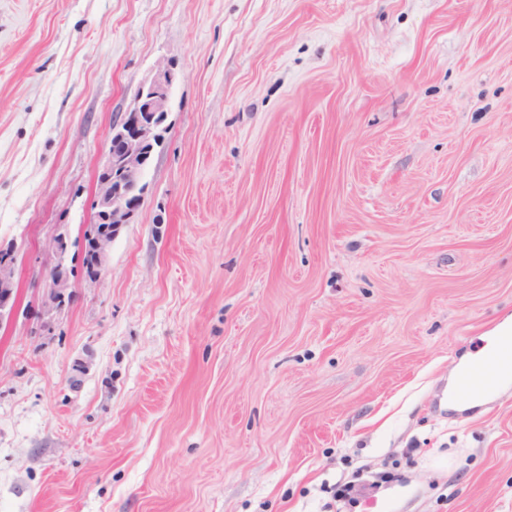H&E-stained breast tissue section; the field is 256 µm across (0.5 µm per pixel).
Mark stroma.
Segmentation results:
<instances>
[{"label":"stroma","instance_id":"1","mask_svg":"<svg viewBox=\"0 0 512 512\" xmlns=\"http://www.w3.org/2000/svg\"><path fill=\"white\" fill-rule=\"evenodd\" d=\"M174 81L84 285L115 113ZM76 284L39 331L43 252ZM0 512H512V0H0ZM2 249V248H1ZM2 255H8L0 260V324L10 322L16 312L15 269L12 261V251L1 250ZM501 359L497 353H489L472 368L460 373L452 388V396L457 400H467L475 394L493 392L496 389Z\"/></svg>","mask_w":512,"mask_h":512}]
</instances>
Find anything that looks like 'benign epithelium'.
<instances>
[{
    "instance_id": "1",
    "label": "benign epithelium",
    "mask_w": 512,
    "mask_h": 512,
    "mask_svg": "<svg viewBox=\"0 0 512 512\" xmlns=\"http://www.w3.org/2000/svg\"><path fill=\"white\" fill-rule=\"evenodd\" d=\"M172 82L171 70L158 67L126 110L112 121L107 160L97 178L95 221L83 232V244L87 245L83 256L92 270V275L86 277L89 283L99 279L112 242L142 205L140 183L156 146L164 140ZM45 249L53 263L46 274L44 306L48 312H60L75 288L65 261L69 249L66 234H56L46 242ZM14 288L15 269L8 255L0 260V324L11 321L16 312Z\"/></svg>"
}]
</instances>
